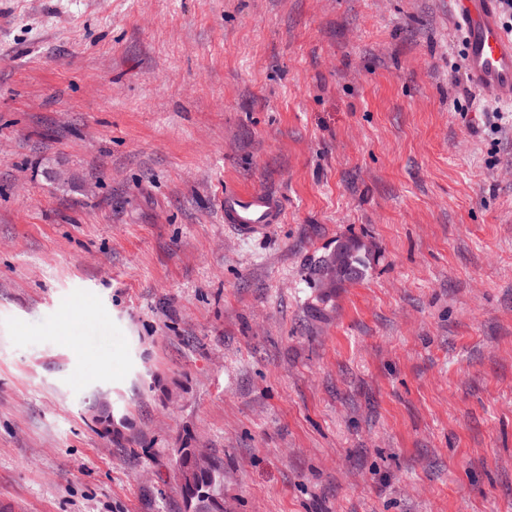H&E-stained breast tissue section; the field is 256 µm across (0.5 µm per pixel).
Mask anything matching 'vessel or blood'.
I'll use <instances>...</instances> for the list:
<instances>
[{"label": "vessel or blood", "instance_id": "1", "mask_svg": "<svg viewBox=\"0 0 512 512\" xmlns=\"http://www.w3.org/2000/svg\"><path fill=\"white\" fill-rule=\"evenodd\" d=\"M454 17L463 35L467 74L490 100L512 106V33L498 21V0H453ZM281 208L268 192H224V221L246 235L279 223Z\"/></svg>", "mask_w": 512, "mask_h": 512}]
</instances>
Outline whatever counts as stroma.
Segmentation results:
<instances>
[{
  "mask_svg": "<svg viewBox=\"0 0 512 512\" xmlns=\"http://www.w3.org/2000/svg\"><path fill=\"white\" fill-rule=\"evenodd\" d=\"M464 63L449 0H0V512H184L185 447L225 512H512V119ZM281 218L279 201L271 193L235 189L224 192V221L245 235L261 233ZM341 240L336 249L318 257L311 266V282L313 288H316L313 279L316 268L325 260L331 259L324 267L319 280V288L327 291L329 288H343L346 284L355 283L363 278L366 272V258L362 253V245L355 239L347 238V241ZM337 242V243H338ZM334 260V261H333ZM337 276V282H336ZM336 288L323 294L328 298L336 293ZM203 453L199 448H183V455L179 458L181 477V491L184 508L188 503L187 512H193L192 503L195 502V490L198 487H207L210 498L200 512H224V465L221 461L210 459L206 467L199 464V457Z\"/></svg>",
  "mask_w": 512,
  "mask_h": 512,
  "instance_id": "obj_1",
  "label": "stroma"
}]
</instances>
